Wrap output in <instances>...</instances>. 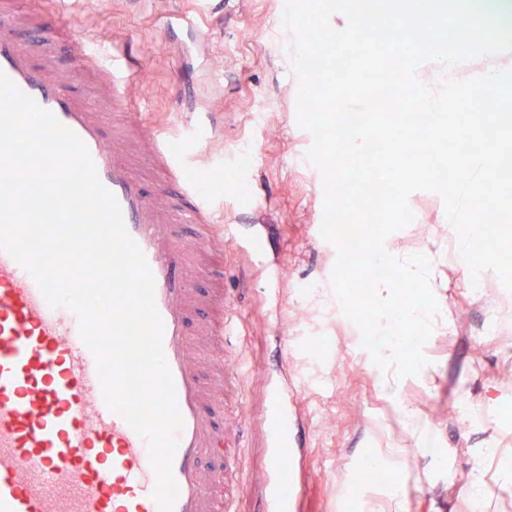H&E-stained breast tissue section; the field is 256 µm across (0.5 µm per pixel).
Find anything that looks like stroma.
<instances>
[{
  "instance_id": "35a3bbf8",
  "label": "stroma",
  "mask_w": 512,
  "mask_h": 512,
  "mask_svg": "<svg viewBox=\"0 0 512 512\" xmlns=\"http://www.w3.org/2000/svg\"><path fill=\"white\" fill-rule=\"evenodd\" d=\"M13 8L63 16L82 41L126 42L138 63L132 93L158 122L178 123L181 111L201 107L223 115L209 160L194 172L212 173L216 185L233 175L235 190L218 197L224 217L249 233L264 225L266 259L280 271L273 286L247 256L224 253L232 344L248 364L227 399L245 426L246 488L231 512H263L272 467L264 414L284 336L296 385L293 512H467L458 493L472 449L512 448V314L500 338L476 344L490 306L472 298L468 266L448 259L456 232L441 197L414 192L413 221L384 247L429 258L439 312L419 375L400 378L373 363L333 290L337 248L313 236L323 178L297 120L284 0H15ZM425 432L431 447L422 453ZM372 459L383 475L377 487L357 479Z\"/></svg>"
}]
</instances>
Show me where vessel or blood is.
<instances>
[{
	"label": "vessel or blood",
	"instance_id": "1",
	"mask_svg": "<svg viewBox=\"0 0 512 512\" xmlns=\"http://www.w3.org/2000/svg\"><path fill=\"white\" fill-rule=\"evenodd\" d=\"M31 30L45 43L71 48L70 72L58 77L49 62H36L2 14L0 71L81 139L154 278L162 347L183 418L172 462L173 512H229V499L241 489L244 427L231 425L224 412V390L242 374L224 367L225 338L234 330L224 314V250L231 241L248 254L254 246L236 225L218 222L209 191L188 165L217 123L200 114L186 138L173 139L132 94L120 49L111 62L100 61L60 19L50 28L32 23ZM94 68L109 78L113 111L128 116L122 127L106 129L72 90ZM181 222L195 225L194 239L179 235ZM193 267L205 271L209 288L192 287ZM288 394L283 371L267 392L273 468L264 482V512H292L295 499L281 482L293 463ZM154 484L148 443L106 405L76 314L51 307L32 276L0 250V512H159Z\"/></svg>",
	"mask_w": 512,
	"mask_h": 512
}]
</instances>
